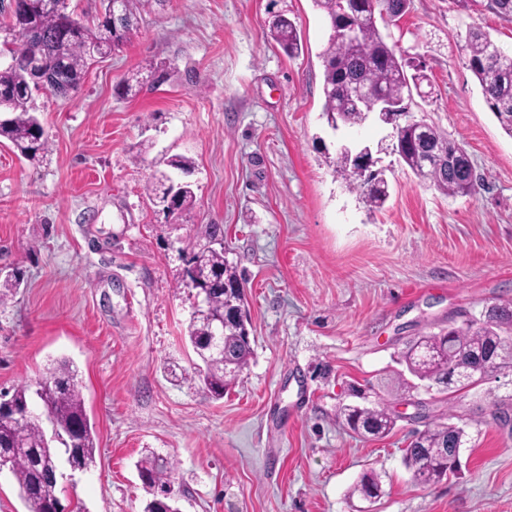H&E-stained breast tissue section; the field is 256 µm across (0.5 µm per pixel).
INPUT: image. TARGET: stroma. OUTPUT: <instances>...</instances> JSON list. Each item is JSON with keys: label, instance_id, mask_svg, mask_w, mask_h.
<instances>
[{"label": "stroma", "instance_id": "35a3bbf8", "mask_svg": "<svg viewBox=\"0 0 512 512\" xmlns=\"http://www.w3.org/2000/svg\"><path fill=\"white\" fill-rule=\"evenodd\" d=\"M303 50L267 36L271 13ZM482 27L512 52V22L486 5L410 0L388 35L433 87L410 110L466 149L474 194L447 196L383 151L390 197L369 210L334 171L341 146H377L389 125L328 127L319 54L330 28L312 0H168L131 40L90 65L64 99L31 108L50 151L34 165L0 143V390L32 383L51 359L78 369L99 452L59 480L76 512H144L136 468L173 464L179 512H359L348 491L381 477L374 512H512V373L454 397L425 395L422 418L388 437L353 434L342 403L398 408L380 390L416 336L512 300V137L488 108L456 37ZM170 77L116 86L148 63ZM182 155L193 207L171 221L145 194ZM219 225L245 281L253 354L223 398L205 390L186 340V258ZM463 427L462 472L415 484L403 450L425 423Z\"/></svg>", "mask_w": 512, "mask_h": 512}]
</instances>
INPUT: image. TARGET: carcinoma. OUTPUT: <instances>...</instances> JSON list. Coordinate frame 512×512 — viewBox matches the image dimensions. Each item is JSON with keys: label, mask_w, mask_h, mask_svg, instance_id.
Here are the masks:
<instances>
[{"label": "carcinoma", "mask_w": 512, "mask_h": 512, "mask_svg": "<svg viewBox=\"0 0 512 512\" xmlns=\"http://www.w3.org/2000/svg\"><path fill=\"white\" fill-rule=\"evenodd\" d=\"M17 8L37 31L38 37L16 36L8 51L10 62L0 65V101L9 103L8 117L0 123V138L10 142L18 155L37 162L49 150V140L40 120L31 112L33 58L40 59L55 71L73 92L84 82L89 61L95 54L107 55L120 49L137 32L142 7L166 0H122V17L112 20L107 14V0H101L102 12L93 27H73L70 15L50 8L45 0H16ZM330 24L331 34L320 53L323 63L322 115L342 125H359L365 121L357 100L363 88L399 104L422 94L427 80L423 65L412 64L397 45L388 41L374 20L384 14V25L396 24L409 8V0H358L354 11L342 14L336 0H313ZM356 26L355 39L346 42L336 32ZM270 37L291 56L299 49L295 23L279 13L269 25ZM467 66L476 77L481 93L497 117L504 132L512 137V54L505 53L480 27L468 29L461 38ZM147 75L137 73L135 84L119 87L123 95L131 93L163 70L161 65L144 67ZM397 152L403 163L418 173L421 161L433 157L440 164L427 170L424 181L444 194L454 197L475 192L477 177L463 147L449 139L438 128L427 124L404 132ZM335 172L348 187L361 192L362 201L371 210L382 208L389 197L388 185L358 166L351 155L339 152L333 161ZM173 179L165 171L155 172L146 184L148 196L164 202ZM195 202L192 187L178 189L177 219ZM218 236L217 225L205 231L207 243L198 245L189 263L200 271H217L230 285L244 286L242 276L224 256V248L213 246ZM239 306V295L220 287L211 290L204 316L193 318L187 328L193 350L203 363L199 369L204 389L214 398L224 397V390L252 356L249 337L243 329L229 323L224 326L221 346L209 348L210 321ZM491 324L482 325L471 319L465 326L451 321L448 327L419 336L406 345L400 357L405 369L396 372L389 387L397 396L412 393L413 380L436 386L445 393L450 386L481 365L482 378L512 369V301L493 305ZM6 405L0 409V451L12 453L6 465L16 480L18 494L27 512H46L60 503L58 486L60 460L73 470H88L95 463L96 432L84 406L74 364L60 358L51 361L36 385L21 384L12 391L0 393ZM340 415L353 432L372 437H385L396 426L398 417L385 403L372 407L344 405ZM451 424H438L414 433L404 449L403 463L414 482L431 485L453 471ZM173 465L169 459L151 454L139 463L143 486L152 495L144 512H178L173 499L159 492L170 484ZM380 476L373 470L364 472L352 494L363 499L381 494Z\"/></svg>", "instance_id": "cac0c4a2"}]
</instances>
